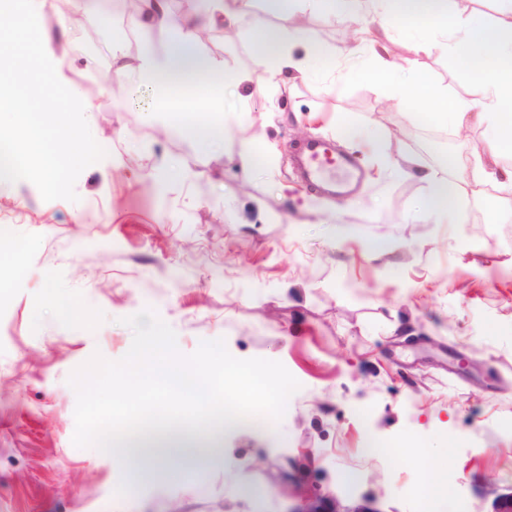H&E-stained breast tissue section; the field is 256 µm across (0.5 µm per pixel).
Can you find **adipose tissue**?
<instances>
[{"label": "adipose tissue", "mask_w": 512, "mask_h": 512, "mask_svg": "<svg viewBox=\"0 0 512 512\" xmlns=\"http://www.w3.org/2000/svg\"><path fill=\"white\" fill-rule=\"evenodd\" d=\"M250 0H206L202 18H176L169 10L167 0H140L137 12L147 19L149 26L181 32V41L174 44L163 57L143 53L130 59L121 50H113L112 61L117 72H135L143 83L157 86L159 111L168 114L171 122L202 145L222 137L220 125H202L195 121L198 112H220L224 109L223 92L210 86L203 99L178 97L174 91L189 88L211 76H223L225 81L242 85L249 78L243 73L225 70L222 60L197 53L192 44V29L198 20L235 25L246 13ZM408 21L418 26L440 25L451 31L447 40L433 41L417 37L410 47L411 55L404 63H397L388 55L395 25ZM377 27L368 53L374 61L367 70V80L403 88L414 105L424 107L439 123L458 131L482 118H489L497 130L495 150L512 154V0H502L497 17L490 22L472 21L463 28L453 25L448 14V0H387V8L379 14ZM452 52L472 76L477 87L475 97L448 94L439 88L419 68V58L433 52ZM256 62L307 73L308 58L294 57L288 42L280 31L259 28ZM427 209L431 217L453 215L456 223H464V209L455 202L456 190L446 179L427 173Z\"/></svg>", "instance_id": "ef3b65f1"}]
</instances>
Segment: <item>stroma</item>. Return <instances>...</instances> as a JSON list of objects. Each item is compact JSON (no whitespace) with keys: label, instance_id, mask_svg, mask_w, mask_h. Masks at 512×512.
<instances>
[{"label":"stroma","instance_id":"stroma-1","mask_svg":"<svg viewBox=\"0 0 512 512\" xmlns=\"http://www.w3.org/2000/svg\"><path fill=\"white\" fill-rule=\"evenodd\" d=\"M38 22L106 155L74 202L0 181V242L19 248L0 289V512H492L512 492V156H494L490 121L447 132L351 74L369 56L339 64L331 49L368 40L370 16L252 0L239 26L197 39L250 75L225 86L226 134L203 147L157 111L155 86L112 69L113 48L161 55L168 33L116 0H47ZM259 24L309 55L312 76L270 87ZM419 63L449 93H474L453 56ZM313 137L357 158L354 193L298 178L290 152ZM246 140L270 148L250 170ZM477 154L494 172L481 183ZM429 172L456 185L465 223L424 216ZM49 292L69 314L32 308ZM148 306L182 354L221 338L236 358L281 362L300 388L273 430L227 431L206 462L168 461L119 497L118 459L73 443L68 378L94 353L122 358L124 319ZM437 470L448 497L433 505L420 488Z\"/></svg>","mask_w":512,"mask_h":512}]
</instances>
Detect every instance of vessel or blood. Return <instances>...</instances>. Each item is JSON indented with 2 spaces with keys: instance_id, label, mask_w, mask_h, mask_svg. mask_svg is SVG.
Returning <instances> with one entry per match:
<instances>
[{
  "instance_id": "vessel-or-blood-1",
  "label": "vessel or blood",
  "mask_w": 512,
  "mask_h": 512,
  "mask_svg": "<svg viewBox=\"0 0 512 512\" xmlns=\"http://www.w3.org/2000/svg\"><path fill=\"white\" fill-rule=\"evenodd\" d=\"M329 148V142L321 138L305 143L302 156L304 181L309 185L330 184L335 186L337 195H347L360 167L354 157L329 155Z\"/></svg>"
}]
</instances>
